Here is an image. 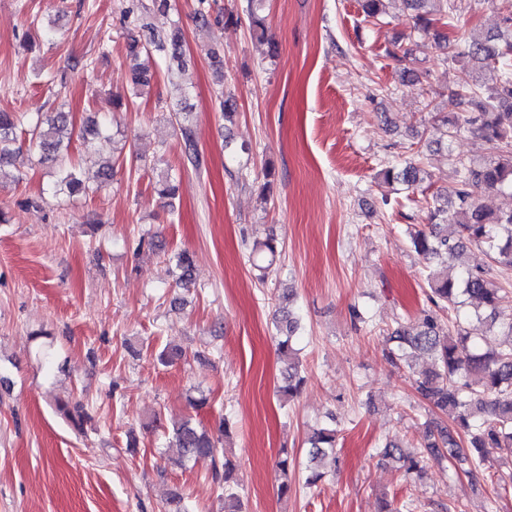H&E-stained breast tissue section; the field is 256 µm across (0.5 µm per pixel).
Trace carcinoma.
Returning a JSON list of instances; mask_svg holds the SVG:
<instances>
[{"label": "carcinoma", "mask_w": 512, "mask_h": 512, "mask_svg": "<svg viewBox=\"0 0 512 512\" xmlns=\"http://www.w3.org/2000/svg\"><path fill=\"white\" fill-rule=\"evenodd\" d=\"M386 0H359L364 18L382 21ZM413 11V30L418 34L434 32L437 45L455 58L481 63L480 70L490 74V82H473L470 68L465 67L457 82V95L471 107L469 112L453 115L435 114L434 120L445 128L447 140L461 132H478L495 145L497 156L481 165H471L447 154L459 171L453 212L441 206L429 210L432 222L429 233L417 232L410 237L414 251L424 260L460 257L467 246L475 243L486 249L489 263L475 269L464 268L452 275L448 271L431 270L426 276L428 299L436 306L457 310L476 302L472 314L451 329L434 312H425L409 322H399L388 333L393 347L386 353L393 364H410L414 354L431 359V368L415 379L418 395L433 408L452 419L453 427L436 425L426 428L423 436L427 454L437 455L443 448L452 455H463L474 468L486 461L490 451L512 457V320L498 321L499 307L512 298L499 279L501 268H512V210L494 212L478 203L476 192L494 191L512 196V0H503L504 27L510 35L474 37L460 26L452 33L441 31L448 25V16L456 13V0H407ZM263 0H247L246 12L253 33L265 37L264 17L260 15ZM139 36L129 35L127 57L136 59L141 53L180 58L182 34L179 29L157 30L139 18ZM24 123L19 112L0 111V164L20 152L18 129ZM42 160L55 173L54 193L94 194L112 180L113 167L103 164L96 171L93 183L83 180L81 168L64 161L65 141L74 134L70 114L62 110L46 115L44 123L34 126ZM184 152L193 165L199 164L194 131L188 124L180 125ZM421 153L403 165H391L380 170L378 178L385 184L400 183L412 188L424 181ZM251 254L273 262L278 254V241L270 237L253 245ZM177 271L175 283L184 288L192 284L193 261L181 251L174 256ZM286 305L275 320L278 353L286 364L282 373L280 395L290 399L300 394L305 377L298 357L296 340L301 330L300 318L284 296ZM500 332L508 337V346L501 350L483 351L479 342ZM186 359L179 345H166L159 353L163 364ZM215 436L189 420L172 427V444L184 459L211 457L214 459L213 480L228 492L225 512H239L234 485L236 465L229 458L218 459L224 452V439L229 437V420L222 418ZM336 429L323 426L309 438L305 484L316 485L323 473L317 464L336 448ZM383 460L398 465L406 473H421L423 456L404 452L397 442H389L380 450Z\"/></svg>", "instance_id": "obj_1"}]
</instances>
